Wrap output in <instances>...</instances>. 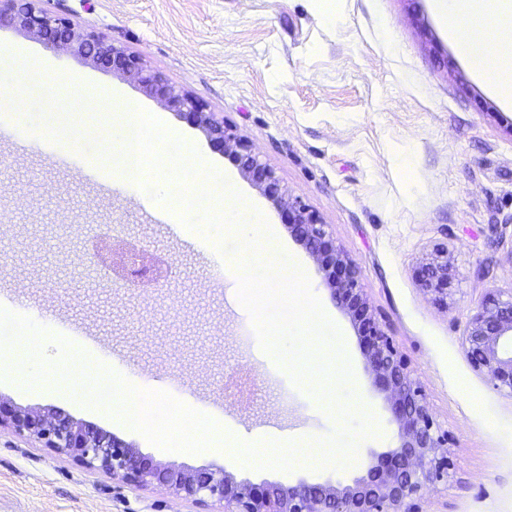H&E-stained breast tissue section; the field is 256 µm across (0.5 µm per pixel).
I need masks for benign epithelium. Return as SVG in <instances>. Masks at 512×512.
Returning a JSON list of instances; mask_svg holds the SVG:
<instances>
[{
  "label": "benign epithelium",
  "instance_id": "1",
  "mask_svg": "<svg viewBox=\"0 0 512 512\" xmlns=\"http://www.w3.org/2000/svg\"><path fill=\"white\" fill-rule=\"evenodd\" d=\"M39 2L0 0V26H14L54 49L73 50L136 78L188 124L202 129L213 146L286 214L289 231L316 263L331 298L357 327L368 367L386 392L398 424L397 446L371 454L360 477L260 487L237 480L223 468L194 471L155 464L116 436L55 412L0 407V427L71 456L89 471L109 473L137 488L162 484L198 504L218 507L216 512H420L423 491L448 474L451 437L435 422L422 386L410 375L409 361L364 296L359 267L336 246L328 225L300 198L282 192L274 172L248 142L217 120L200 98L174 91L140 57L115 46L103 33L75 29L69 19L49 14ZM93 257L129 285H156L173 274L170 266H157L148 250L122 240H101ZM451 273L448 251L441 249L421 266L418 282L438 299L448 293ZM463 350L493 388L512 396V295H495L479 305L467 324Z\"/></svg>",
  "mask_w": 512,
  "mask_h": 512
}]
</instances>
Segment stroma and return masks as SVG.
Here are the masks:
<instances>
[{"label":"stroma","instance_id":"obj_1","mask_svg":"<svg viewBox=\"0 0 512 512\" xmlns=\"http://www.w3.org/2000/svg\"><path fill=\"white\" fill-rule=\"evenodd\" d=\"M47 12L104 33L141 56L175 89L203 99L248 140L283 190L328 224L360 267L370 305L410 364L451 439L447 478L425 491L421 512H512V396L495 390L462 350L470 317L492 294L512 293V106L474 77L431 0H45ZM24 75L25 104L0 100V308L52 333L86 326L109 352L103 364L144 389L168 392L219 417L231 435L322 438L335 421L266 353L237 297L235 260L212 238L180 226L179 206L87 179L112 145V124L76 118L47 82L57 71L84 88L133 100L187 144L262 214L303 269L338 327L357 404L379 436L355 462L290 471L242 465L234 454L166 451L108 412L86 407L60 379L21 388L0 378V402L52 410L132 444L160 464L222 467L254 484L364 474L369 452L397 444L384 392L366 368L352 320L331 299L316 264L280 209L206 134L136 80L13 27L0 28ZM145 247L175 275L155 288L116 281L92 257L103 232ZM444 247L448 295L434 300L417 270ZM0 512H203L164 486L138 490L72 458L0 431Z\"/></svg>","mask_w":512,"mask_h":512}]
</instances>
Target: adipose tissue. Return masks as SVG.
I'll return each mask as SVG.
<instances>
[{
	"mask_svg": "<svg viewBox=\"0 0 512 512\" xmlns=\"http://www.w3.org/2000/svg\"><path fill=\"white\" fill-rule=\"evenodd\" d=\"M475 75L512 106V0H432Z\"/></svg>",
	"mask_w": 512,
	"mask_h": 512,
	"instance_id": "1",
	"label": "adipose tissue"
}]
</instances>
